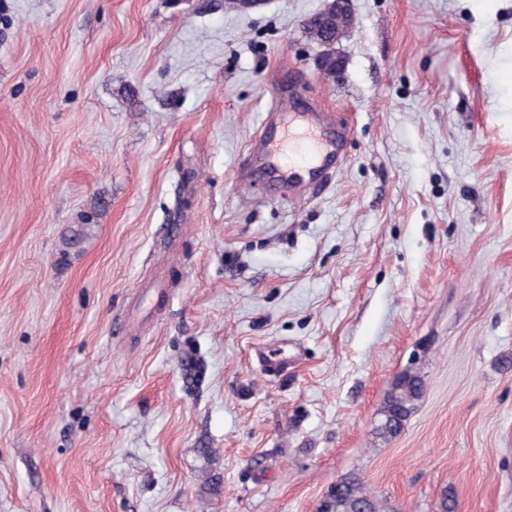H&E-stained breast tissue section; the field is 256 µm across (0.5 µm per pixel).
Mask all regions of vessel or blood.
Returning <instances> with one entry per match:
<instances>
[{
	"instance_id": "1",
	"label": "vessel or blood",
	"mask_w": 512,
	"mask_h": 512,
	"mask_svg": "<svg viewBox=\"0 0 512 512\" xmlns=\"http://www.w3.org/2000/svg\"><path fill=\"white\" fill-rule=\"evenodd\" d=\"M326 125V116L319 112L286 115L280 135L262 146L268 173L292 187L324 178L328 163L339 158V146Z\"/></svg>"
}]
</instances>
